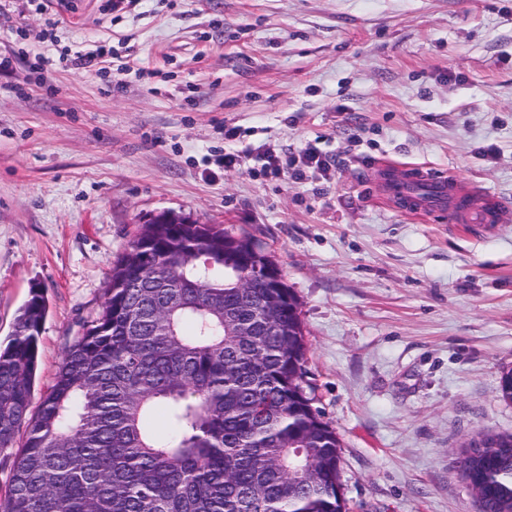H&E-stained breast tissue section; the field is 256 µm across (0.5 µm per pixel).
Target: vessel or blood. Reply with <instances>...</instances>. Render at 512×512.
Instances as JSON below:
<instances>
[{
	"instance_id": "obj_1",
	"label": "vessel or blood",
	"mask_w": 512,
	"mask_h": 512,
	"mask_svg": "<svg viewBox=\"0 0 512 512\" xmlns=\"http://www.w3.org/2000/svg\"><path fill=\"white\" fill-rule=\"evenodd\" d=\"M383 182L381 204L413 216H436L451 224H492L500 212L473 189L456 186L445 175H423L392 160H378Z\"/></svg>"
}]
</instances>
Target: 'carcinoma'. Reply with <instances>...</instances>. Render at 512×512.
Here are the masks:
<instances>
[{"instance_id":"1","label":"carcinoma","mask_w":512,"mask_h":512,"mask_svg":"<svg viewBox=\"0 0 512 512\" xmlns=\"http://www.w3.org/2000/svg\"><path fill=\"white\" fill-rule=\"evenodd\" d=\"M274 264L212 224H144L112 265L98 317L38 406L47 303L33 291L0 349V449H16L0 512H346L341 445L313 406L290 288H247ZM166 406L167 431H152ZM512 512V434L479 433Z\"/></svg>"}]
</instances>
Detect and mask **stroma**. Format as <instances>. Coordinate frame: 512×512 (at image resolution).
Instances as JSON below:
<instances>
[{"label":"stroma","mask_w":512,"mask_h":512,"mask_svg":"<svg viewBox=\"0 0 512 512\" xmlns=\"http://www.w3.org/2000/svg\"><path fill=\"white\" fill-rule=\"evenodd\" d=\"M57 9L0 0V345L43 286L36 393L141 224L183 214L251 235L296 294L347 512H475L463 447L512 434V0H83L51 44ZM100 44V72L56 58ZM308 146L335 164L302 182L216 164ZM381 158L474 186L500 222L383 208Z\"/></svg>","instance_id":"stroma-1"}]
</instances>
